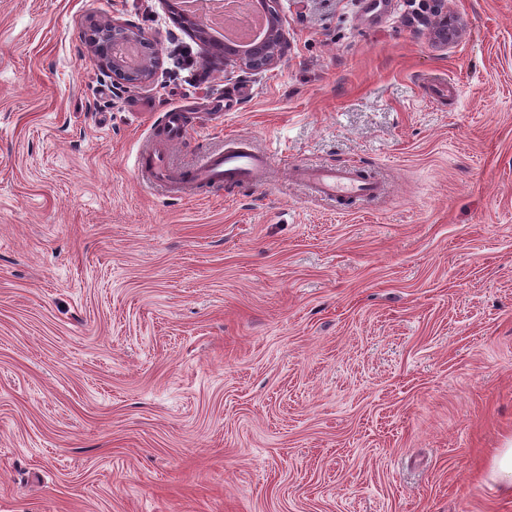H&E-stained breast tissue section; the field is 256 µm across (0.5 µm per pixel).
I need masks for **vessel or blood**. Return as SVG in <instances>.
Returning a JSON list of instances; mask_svg holds the SVG:
<instances>
[{"mask_svg": "<svg viewBox=\"0 0 512 512\" xmlns=\"http://www.w3.org/2000/svg\"><path fill=\"white\" fill-rule=\"evenodd\" d=\"M166 140L142 146L133 170L142 179L163 183L168 191L196 195L204 186L259 184L265 181L273 165L272 156L257 148L246 136L225 141L223 148L207 153L199 162L176 168L171 164L169 146L186 133L183 112L171 110L165 115ZM295 179L320 197L336 202L377 198L386 193L385 183L348 166L293 168Z\"/></svg>", "mask_w": 512, "mask_h": 512, "instance_id": "b4317fda", "label": "vessel or blood"}]
</instances>
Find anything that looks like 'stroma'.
I'll return each instance as SVG.
<instances>
[{
	"label": "stroma",
	"instance_id": "35a3bbf8",
	"mask_svg": "<svg viewBox=\"0 0 512 512\" xmlns=\"http://www.w3.org/2000/svg\"><path fill=\"white\" fill-rule=\"evenodd\" d=\"M179 0H0V512H512V0H279L287 47L172 74ZM136 25L149 82L93 30ZM455 96L437 102L429 78ZM246 135L260 186L137 179ZM296 163L387 185L345 208ZM432 2L434 4L431 16L425 20V24L431 27L435 43L448 47V43L454 42L459 35L457 18L448 15L446 0H432ZM489 479L506 495L512 494V442L498 448L492 457Z\"/></svg>",
	"mask_w": 512,
	"mask_h": 512
}]
</instances>
